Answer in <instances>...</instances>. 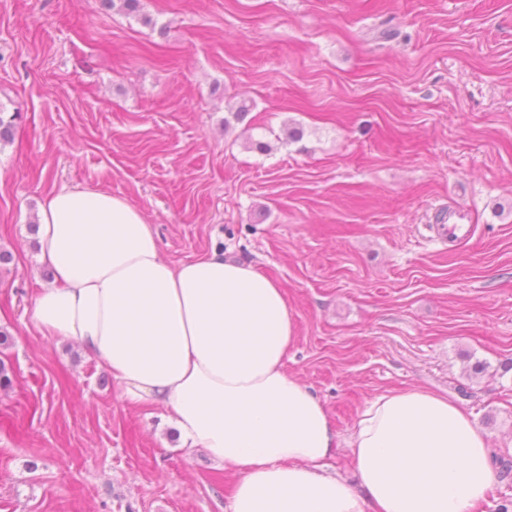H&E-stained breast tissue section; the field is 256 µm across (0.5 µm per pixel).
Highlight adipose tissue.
Listing matches in <instances>:
<instances>
[{
  "instance_id": "1",
  "label": "adipose tissue",
  "mask_w": 512,
  "mask_h": 512,
  "mask_svg": "<svg viewBox=\"0 0 512 512\" xmlns=\"http://www.w3.org/2000/svg\"><path fill=\"white\" fill-rule=\"evenodd\" d=\"M38 222L54 283L33 322L105 359L123 401L164 406L183 447L232 469L228 512H473L496 482L471 414L413 387L362 412L347 441L354 491L328 465L325 405L287 370L295 321L275 280L217 251L164 260L143 213L100 189L52 192Z\"/></svg>"
}]
</instances>
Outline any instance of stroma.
<instances>
[{"label":"stroma","instance_id":"obj_1","mask_svg":"<svg viewBox=\"0 0 512 512\" xmlns=\"http://www.w3.org/2000/svg\"><path fill=\"white\" fill-rule=\"evenodd\" d=\"M0 116V512H225L233 479L34 326L62 188L125 198L171 263L274 279L340 438L425 387L512 462V0H0ZM451 209L470 239L435 240Z\"/></svg>","mask_w":512,"mask_h":512}]
</instances>
